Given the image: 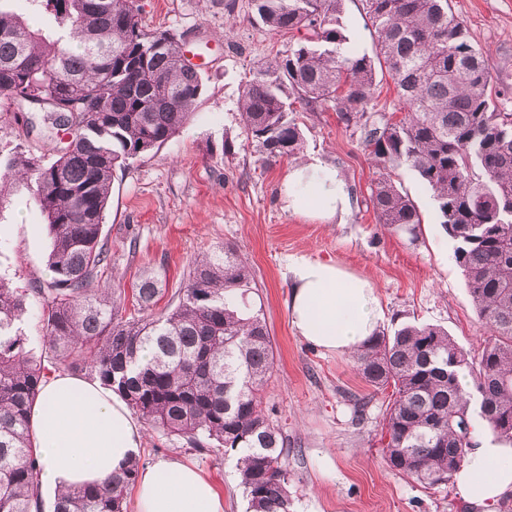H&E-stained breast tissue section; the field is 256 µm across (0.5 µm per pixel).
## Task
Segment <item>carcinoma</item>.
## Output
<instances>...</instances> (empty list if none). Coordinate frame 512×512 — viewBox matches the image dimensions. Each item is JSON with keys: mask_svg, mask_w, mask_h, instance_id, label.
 Listing matches in <instances>:
<instances>
[{"mask_svg": "<svg viewBox=\"0 0 512 512\" xmlns=\"http://www.w3.org/2000/svg\"><path fill=\"white\" fill-rule=\"evenodd\" d=\"M0 7V98L38 112L57 136L46 163L0 148V199L22 184L52 234L43 298L44 353L27 350L17 322L27 293L0 280V512H45L32 405L56 370L84 373L121 395L145 424L204 450H243L236 466L249 512H290L280 429L262 392L274 363L264 319L244 315L236 290L250 268L230 247L196 258L177 302L155 307L153 276L134 290L137 315L98 287L101 240L116 170L169 141L203 93L183 56L185 35L150 29L138 0H25ZM269 30L302 34L247 81V137L266 159L300 153L293 104L334 110L358 127L379 178L369 202L378 222L417 238L420 216L392 173L405 165L433 191L440 224L491 338L478 356L432 325L372 336L352 354L376 391L392 390L384 418L386 466L428 486L452 480L475 447L474 425L512 445V112L493 109L482 50L448 0H366L375 57L345 50L341 0H252ZM391 79L398 120L370 107L378 73ZM140 460L102 486L57 490L51 512H128Z\"/></svg>", "mask_w": 512, "mask_h": 512, "instance_id": "cac0c4a2", "label": "carcinoma"}]
</instances>
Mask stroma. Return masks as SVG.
I'll use <instances>...</instances> for the list:
<instances>
[{
  "label": "stroma",
  "mask_w": 512,
  "mask_h": 512,
  "mask_svg": "<svg viewBox=\"0 0 512 512\" xmlns=\"http://www.w3.org/2000/svg\"><path fill=\"white\" fill-rule=\"evenodd\" d=\"M151 27L185 33V52L204 91L190 120L158 150L115 172L101 238L109 248L99 284L132 296L144 274L167 288L171 302L192 261L232 247L252 276L247 310L264 318L274 365L263 390L270 420L286 439L291 512H480L467 505L456 483L426 486L389 470L381 430L389 393L374 392L350 355L327 353L298 336L290 323V268L299 259H322L370 279L390 333L404 323L443 327L465 351L477 353L490 332L477 317L441 226L430 188L408 167L394 179L422 219L418 238L378 224L367 204L378 176L361 133L345 128L333 110H299L303 149L297 159L265 161L248 141L239 100L253 68L295 43V36L256 22L251 0H139ZM471 39L485 53L496 105L512 102V0H449ZM350 50L375 55L376 41L363 0H342ZM21 112H0V145L21 146L52 159L56 143L26 124ZM335 166L346 180L352 211L326 224L285 209L281 182L294 161ZM51 237L25 189L0 202V278L29 290L20 325L26 347L42 349V300L33 292L50 278ZM366 398L354 420L352 396ZM141 460L175 459L196 466L224 501V512H247L236 455L199 452L182 438L144 429Z\"/></svg>",
  "instance_id": "1"
}]
</instances>
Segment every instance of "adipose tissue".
Segmentation results:
<instances>
[{
    "instance_id": "obj_1",
    "label": "adipose tissue",
    "mask_w": 512,
    "mask_h": 512,
    "mask_svg": "<svg viewBox=\"0 0 512 512\" xmlns=\"http://www.w3.org/2000/svg\"><path fill=\"white\" fill-rule=\"evenodd\" d=\"M281 194L289 211L322 220L346 216L352 208L338 170L319 162L293 165ZM291 273L290 320L315 347L349 354L377 332L382 315L371 280L322 260H300ZM31 430L42 465L39 484L49 489L103 483L137 457L142 444L141 428L117 394L62 371L43 384ZM456 481L466 500L495 512L498 499L512 492V448L479 442ZM136 512H224V506L196 468L161 459L139 476Z\"/></svg>"
}]
</instances>
